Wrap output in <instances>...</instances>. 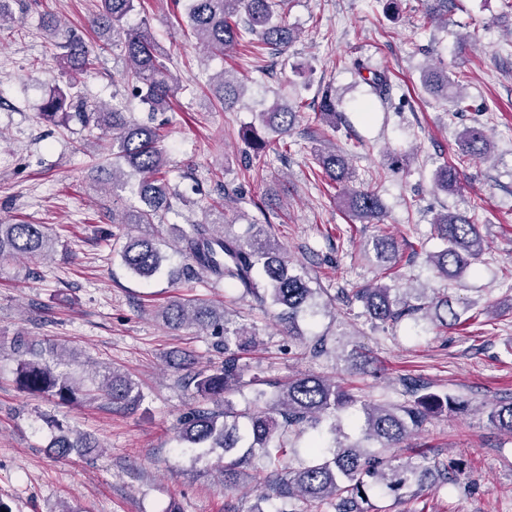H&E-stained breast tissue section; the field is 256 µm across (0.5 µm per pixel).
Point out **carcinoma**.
I'll list each match as a JSON object with an SVG mask.
<instances>
[{
  "instance_id": "carcinoma-1",
  "label": "carcinoma",
  "mask_w": 512,
  "mask_h": 512,
  "mask_svg": "<svg viewBox=\"0 0 512 512\" xmlns=\"http://www.w3.org/2000/svg\"><path fill=\"white\" fill-rule=\"evenodd\" d=\"M287 0H188L186 36L195 38L210 54L230 55L243 41L270 56H280L296 41L294 28L286 24L282 11ZM141 6V0H99L92 24L103 45L120 50L125 62L122 77L132 97L150 112L171 108L176 79L167 66V54L143 25L121 29L116 24ZM426 15L432 21L448 12V0H425ZM69 71L65 85L56 88L42 106L43 115L53 117L64 107L86 126L112 131V145L102 149L104 162L95 170L112 189L126 185L124 176L137 177L136 194L140 207L124 213L123 224H153L162 211H173L184 202L182 195L167 179V158L162 127L149 122L129 121L123 113L109 111L99 102L79 98L74 92V75L94 69L97 56L82 43L71 40L63 45ZM355 73L378 100H389V77L383 70L354 63ZM448 71L428 70L422 80L425 91L448 95ZM211 105L229 108L238 102L242 85L237 77L223 70L210 78ZM320 118L336 127L338 102L336 90L324 86L319 94ZM298 112L288 103L275 102L258 113L259 123L286 136L293 129ZM243 139L249 148L248 166L264 161L277 142L265 139L248 126ZM462 156L485 160L491 143L480 127H465L458 136ZM314 174L342 188L340 206L360 224H379L383 205L372 189L354 186V172L336 148L324 146L314 151ZM435 185L444 191L460 188V169L456 163H444L436 170ZM225 196L207 206L209 219L189 224L179 235L180 252L188 261L186 276H200L217 284L236 285L260 304L267 302L278 309V320L296 328L299 316H314L321 292L309 286L304 276L291 272L284 247L263 228L240 235L224 227ZM436 234L445 247L428 255L427 262L440 275L452 278L469 269L484 251L478 225L465 213H443L434 221ZM60 240L46 224H0V259L17 255L36 256L42 260L57 252ZM378 263L390 269L397 260L398 247L389 238L374 243ZM123 265L134 274L149 278L162 267L166 256L147 236H131L120 254ZM350 299L362 304L370 319L383 326H395L413 319L435 317L441 326L462 324L460 314L448 295L429 298L415 290L405 293L387 284H371L350 291ZM445 314H440L439 310ZM166 324L179 328L193 325L214 338L213 346L224 353L221 365L194 375L197 391L214 404L212 408H193L179 421L175 439L183 452L194 460L221 450L224 466L220 484L235 489L245 468L254 461L272 470L274 478L260 499L274 502V512H321L327 506L333 512H364L361 504L369 495L381 498L416 493L424 488V478L436 475L448 479V468L424 454L405 458L390 453L425 423L442 413H457L467 402L447 393L429 391V386L413 379L400 383L407 400L399 405L365 404L362 406V439L366 444H346L337 438L340 429L331 426L335 438L331 444L315 442L307 461L294 464L288 447L290 436L314 429L325 419H338L353 407L357 399L351 389L317 375H299L275 383L274 397L258 389L251 400V411L242 415L232 396L242 384L241 359L259 345L255 331L229 322L224 312L192 301L174 302L161 313ZM18 379L23 389L49 393L62 404L74 402L79 384L47 364L43 350L20 344ZM95 391L110 402L127 409L143 400L139 384L128 375L114 370L102 376ZM246 417L245 427L239 418ZM488 418L501 430L512 433V397L498 400L488 411ZM50 448L60 457H90L101 451L99 443L85 434L60 430ZM301 502L305 508H296Z\"/></svg>"
}]
</instances>
